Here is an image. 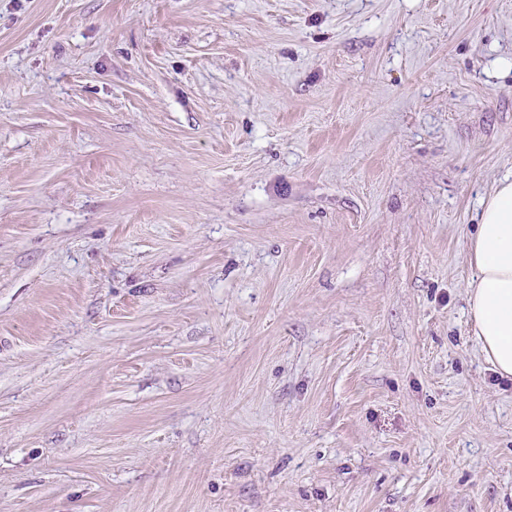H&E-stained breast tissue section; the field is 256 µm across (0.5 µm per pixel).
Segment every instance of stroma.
I'll list each match as a JSON object with an SVG mask.
<instances>
[{
  "mask_svg": "<svg viewBox=\"0 0 512 512\" xmlns=\"http://www.w3.org/2000/svg\"><path fill=\"white\" fill-rule=\"evenodd\" d=\"M507 178L512 0H0V512H512ZM467 260L473 270L466 285L473 336L497 372L512 377V181L500 182L483 201Z\"/></svg>",
  "mask_w": 512,
  "mask_h": 512,
  "instance_id": "35a3bbf8",
  "label": "stroma"
}]
</instances>
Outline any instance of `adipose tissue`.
<instances>
[{"mask_svg": "<svg viewBox=\"0 0 512 512\" xmlns=\"http://www.w3.org/2000/svg\"><path fill=\"white\" fill-rule=\"evenodd\" d=\"M467 260L473 270L466 285L473 334L485 359L512 377V181L500 182L483 201Z\"/></svg>", "mask_w": 512, "mask_h": 512, "instance_id": "ef3b65f1", "label": "adipose tissue"}]
</instances>
